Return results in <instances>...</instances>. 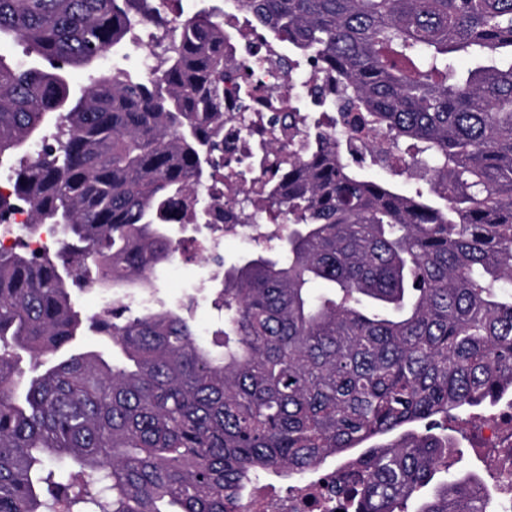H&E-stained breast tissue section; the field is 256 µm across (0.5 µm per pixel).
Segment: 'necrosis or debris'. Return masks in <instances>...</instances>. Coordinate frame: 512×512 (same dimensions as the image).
Returning a JSON list of instances; mask_svg holds the SVG:
<instances>
[{
  "instance_id": "4bbe7bcc",
  "label": "necrosis or debris",
  "mask_w": 512,
  "mask_h": 512,
  "mask_svg": "<svg viewBox=\"0 0 512 512\" xmlns=\"http://www.w3.org/2000/svg\"><path fill=\"white\" fill-rule=\"evenodd\" d=\"M243 26L238 11L225 10L224 28L234 37L224 46V63L234 72L224 81V189L217 195L207 186L200 195L207 203V235L251 242L263 228L237 223V214L251 210L255 192L287 165L289 151L299 150L303 140L279 115L315 111L311 88L325 82L327 73L320 65L288 70L282 44L254 31L241 36ZM478 435L494 455L486 488L495 512H512V407L479 425ZM341 483L340 473L332 469L297 480L282 492L256 485L240 512H345Z\"/></svg>"
}]
</instances>
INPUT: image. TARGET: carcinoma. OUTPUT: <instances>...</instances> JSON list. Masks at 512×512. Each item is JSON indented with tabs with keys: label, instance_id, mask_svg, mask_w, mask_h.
<instances>
[{
	"label": "carcinoma",
	"instance_id": "obj_1",
	"mask_svg": "<svg viewBox=\"0 0 512 512\" xmlns=\"http://www.w3.org/2000/svg\"><path fill=\"white\" fill-rule=\"evenodd\" d=\"M166 2L0 0V43L37 59L0 54V224L26 207L55 240L0 250V512H235L259 472L349 452L355 512H493L434 479L458 450L437 419L512 393V0H231L405 163L377 176L310 128L244 215L285 232L224 270L212 343L146 297L224 167L230 35ZM146 20L172 37L133 75L115 58ZM108 55L74 95L68 70ZM87 288L112 300L86 318ZM87 330L125 362L64 352Z\"/></svg>",
	"mask_w": 512,
	"mask_h": 512
}]
</instances>
